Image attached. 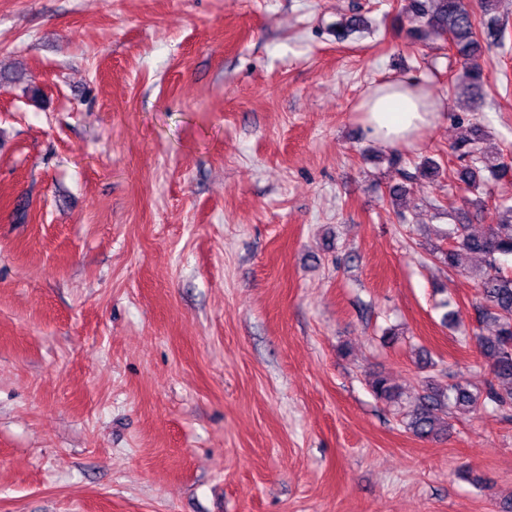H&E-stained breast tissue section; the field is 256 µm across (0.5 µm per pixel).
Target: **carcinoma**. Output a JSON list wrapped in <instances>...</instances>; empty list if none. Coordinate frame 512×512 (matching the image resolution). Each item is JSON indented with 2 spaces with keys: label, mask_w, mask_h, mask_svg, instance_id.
<instances>
[{
  "label": "carcinoma",
  "mask_w": 512,
  "mask_h": 512,
  "mask_svg": "<svg viewBox=\"0 0 512 512\" xmlns=\"http://www.w3.org/2000/svg\"><path fill=\"white\" fill-rule=\"evenodd\" d=\"M496 3L497 0H476L473 7L465 0H404L401 8V13L412 17L416 23L409 30L414 41L423 42L432 34L443 42H450L462 65L454 89L463 90L473 108L484 100L486 54L498 39L495 18L491 16ZM359 25L360 20L354 17L342 18L330 24L329 29L344 37L356 31ZM452 150L469 164L448 171V178L471 191H489L512 171L502 154L490 146L489 132L479 125L471 129L470 135L457 141ZM497 212L498 222L487 225L482 233L472 230V215L461 214L448 230V248H436L433 255L447 265L448 271L475 278L481 323L495 327L491 337L476 335L493 379L486 397L498 406H505L512 405V273L504 268L502 258L512 257V205L503 202ZM473 257L481 258L482 265L473 267L470 264ZM370 388L377 398L401 404L402 392L389 376L375 375ZM478 400L479 395L459 382L433 387L416 399L408 412L407 426L421 439L446 434L449 424L438 411L446 408L466 412Z\"/></svg>",
  "instance_id": "cac0c4a2"
}]
</instances>
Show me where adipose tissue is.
Instances as JSON below:
<instances>
[{
  "label": "adipose tissue",
  "mask_w": 512,
  "mask_h": 512,
  "mask_svg": "<svg viewBox=\"0 0 512 512\" xmlns=\"http://www.w3.org/2000/svg\"><path fill=\"white\" fill-rule=\"evenodd\" d=\"M441 107L424 86L397 81L378 86L360 110L370 136L392 149L418 140L433 125Z\"/></svg>",
  "instance_id": "adipose-tissue-1"
}]
</instances>
